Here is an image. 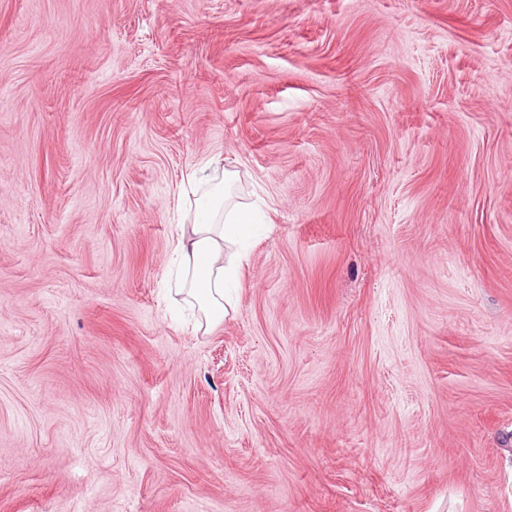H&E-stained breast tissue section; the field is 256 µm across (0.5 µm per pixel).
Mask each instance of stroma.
<instances>
[{
    "label": "stroma",
    "mask_w": 512,
    "mask_h": 512,
    "mask_svg": "<svg viewBox=\"0 0 512 512\" xmlns=\"http://www.w3.org/2000/svg\"><path fill=\"white\" fill-rule=\"evenodd\" d=\"M0 512H512V0H0ZM221 162L216 160L210 172L205 166L185 176V192L205 186L209 189L203 195L204 203L197 211L194 223L177 224L173 240L176 261L185 275L181 290L189 274L192 275L188 295L203 314L204 324L199 322L200 329L203 325L209 327L224 320L232 308L230 289L238 279L242 254L239 250L230 253L227 264H224V248L231 250L242 246L254 236L258 226L237 206L227 210L223 175L225 184L234 175L222 169V180L216 182ZM221 212L224 224H215Z\"/></svg>",
    "instance_id": "stroma-1"
}]
</instances>
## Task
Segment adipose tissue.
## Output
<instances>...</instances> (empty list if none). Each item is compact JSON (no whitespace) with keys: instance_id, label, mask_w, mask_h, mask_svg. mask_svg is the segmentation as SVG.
Masks as SVG:
<instances>
[{"instance_id":"adipose-tissue-1","label":"adipose tissue","mask_w":512,"mask_h":512,"mask_svg":"<svg viewBox=\"0 0 512 512\" xmlns=\"http://www.w3.org/2000/svg\"><path fill=\"white\" fill-rule=\"evenodd\" d=\"M183 188L203 190L204 203L194 223L177 226L174 253L180 270L191 278L189 296L211 326L224 320L232 307L230 290L242 260L239 247L254 236L256 226L238 208L227 207L216 172L191 171Z\"/></svg>"}]
</instances>
